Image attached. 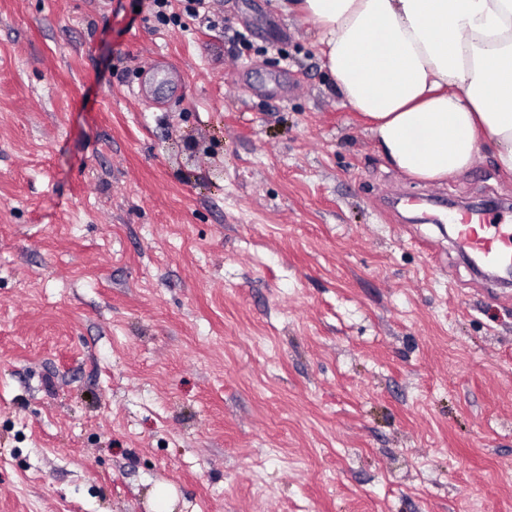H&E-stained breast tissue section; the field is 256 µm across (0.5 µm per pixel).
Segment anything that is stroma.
I'll list each match as a JSON object with an SVG mask.
<instances>
[{
  "label": "stroma",
  "instance_id": "1",
  "mask_svg": "<svg viewBox=\"0 0 512 512\" xmlns=\"http://www.w3.org/2000/svg\"><path fill=\"white\" fill-rule=\"evenodd\" d=\"M0 0V512H512V286L277 0Z\"/></svg>",
  "mask_w": 512,
  "mask_h": 512
}]
</instances>
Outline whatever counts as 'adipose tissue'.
<instances>
[{
	"label": "adipose tissue",
	"mask_w": 512,
	"mask_h": 512,
	"mask_svg": "<svg viewBox=\"0 0 512 512\" xmlns=\"http://www.w3.org/2000/svg\"><path fill=\"white\" fill-rule=\"evenodd\" d=\"M319 35L343 102L397 170L427 182L483 148L512 175V0H283Z\"/></svg>",
	"instance_id": "1"
}]
</instances>
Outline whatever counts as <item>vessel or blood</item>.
I'll use <instances>...</instances> for the list:
<instances>
[{"instance_id": "b4317fda", "label": "vessel or blood", "mask_w": 512, "mask_h": 512, "mask_svg": "<svg viewBox=\"0 0 512 512\" xmlns=\"http://www.w3.org/2000/svg\"><path fill=\"white\" fill-rule=\"evenodd\" d=\"M458 238L464 250L487 266L512 262V225L498 224L487 229L479 211L457 218Z\"/></svg>"}]
</instances>
